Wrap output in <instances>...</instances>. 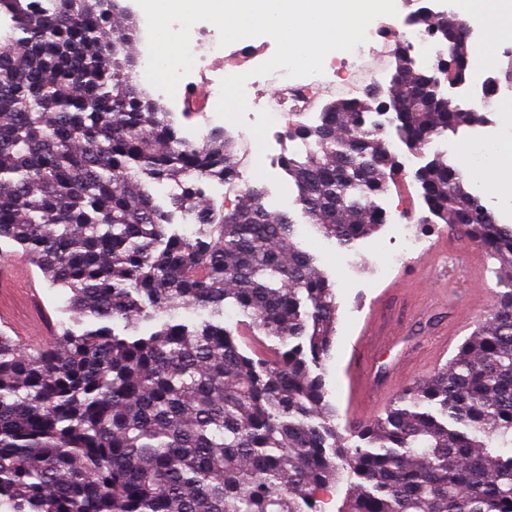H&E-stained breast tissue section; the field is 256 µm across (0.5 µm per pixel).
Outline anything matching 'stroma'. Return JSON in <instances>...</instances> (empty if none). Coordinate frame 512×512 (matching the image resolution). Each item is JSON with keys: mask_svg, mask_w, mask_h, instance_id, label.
I'll use <instances>...</instances> for the list:
<instances>
[{"mask_svg": "<svg viewBox=\"0 0 512 512\" xmlns=\"http://www.w3.org/2000/svg\"><path fill=\"white\" fill-rule=\"evenodd\" d=\"M243 177L250 184L266 189L265 204L269 211L288 215L300 224L299 248L314 257L316 266L334 285L336 327L324 383L327 399L337 409L339 430L384 414L402 390L420 385L437 372L438 367L431 359L440 343L441 331L455 332L447 351L452 357L476 324L484 319L481 310L459 317L453 307L437 304L423 292L406 286L387 292L392 279L401 270L412 269L420 255L419 249L405 250L400 225H380L373 233L356 240L352 247L342 248L306 224L296 202L297 188L287 175L274 177L260 170H248ZM377 203L386 209L400 208L403 223L408 224L421 247L449 230L445 224L422 226L420 219L426 216L427 209L419 190H412L405 197L393 189L379 197ZM381 298L387 301L379 324L381 332L367 341L377 372L376 395L354 407L349 402L348 389L351 357L362 340L360 331L371 303ZM396 321L403 324L404 332L399 344L394 345L383 331Z\"/></svg>", "mask_w": 512, "mask_h": 512, "instance_id": "obj_1", "label": "stroma"}]
</instances>
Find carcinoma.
I'll use <instances>...</instances> for the list:
<instances>
[{
	"instance_id": "cac0c4a2",
	"label": "carcinoma",
	"mask_w": 512,
	"mask_h": 512,
	"mask_svg": "<svg viewBox=\"0 0 512 512\" xmlns=\"http://www.w3.org/2000/svg\"><path fill=\"white\" fill-rule=\"evenodd\" d=\"M0 240L51 288L69 290L72 325L32 353L0 333V508L5 512H320L352 479L339 512H512V276L448 365L344 437L323 379L336 323L333 284L246 184L231 209L199 183L240 177L222 130L188 145L143 95L127 52L139 30L118 0H0ZM412 25L462 83L469 32L420 6ZM397 44L383 98L323 107L292 137L316 148L283 167L297 203L342 248L385 222L375 198L398 185L383 103L420 149L470 127L473 108L434 97ZM179 192L162 205L155 187ZM429 223L512 271V226L443 157L418 179ZM192 216L185 235L176 217ZM244 317L226 325V308ZM181 309L200 319L178 316ZM254 337L245 351L241 326Z\"/></svg>"
}]
</instances>
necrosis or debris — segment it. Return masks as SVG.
I'll list each match as a JSON object with an SVG mask.
<instances>
[{
	"instance_id": "1",
	"label": "necrosis or debris",
	"mask_w": 512,
	"mask_h": 512,
	"mask_svg": "<svg viewBox=\"0 0 512 512\" xmlns=\"http://www.w3.org/2000/svg\"><path fill=\"white\" fill-rule=\"evenodd\" d=\"M400 40L411 45L418 68L434 69L442 48L436 44L431 33L423 28L400 23L398 17L392 16L377 28L368 29L366 42L358 45L354 51L325 59L323 74L292 78L287 76L285 70H277L274 79L279 84V96L271 103L272 111L278 112L284 119L296 116L308 125H319L322 120L321 103L325 97L339 92L343 97L355 98L360 96L365 84L383 81L384 69L369 72L365 69V63L368 58L375 56L391 58ZM191 49L196 58L195 72L210 76L209 98L214 103L219 100L221 88L217 71H224L229 76L248 72L257 65V51L247 47L231 53L225 52L219 45L218 36L209 29H192ZM204 125L224 129L226 134L244 146L242 164L260 166L271 172L280 168L284 156L303 155L313 147L312 141L291 138L284 132L271 130L267 133V149L260 155L252 150L254 139L250 132L220 118L216 111H209Z\"/></svg>"
}]
</instances>
